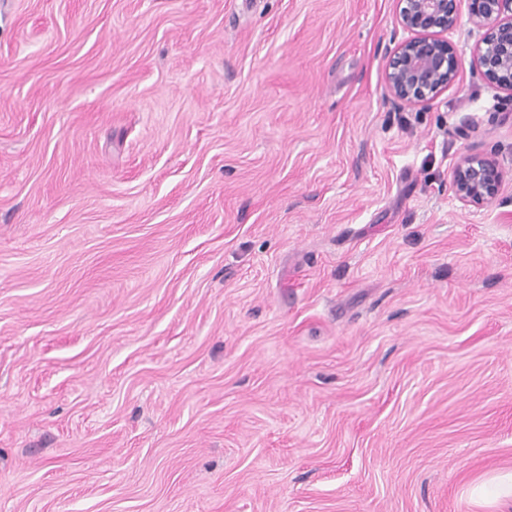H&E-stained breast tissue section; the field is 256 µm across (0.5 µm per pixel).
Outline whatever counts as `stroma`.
Listing matches in <instances>:
<instances>
[{
	"mask_svg": "<svg viewBox=\"0 0 512 512\" xmlns=\"http://www.w3.org/2000/svg\"><path fill=\"white\" fill-rule=\"evenodd\" d=\"M395 0H0V512H512V93L402 108ZM503 171L454 193L459 157ZM451 177L457 197L479 205L494 199L503 174L498 163L492 158L465 153L453 167Z\"/></svg>",
	"mask_w": 512,
	"mask_h": 512,
	"instance_id": "1",
	"label": "stroma"
}]
</instances>
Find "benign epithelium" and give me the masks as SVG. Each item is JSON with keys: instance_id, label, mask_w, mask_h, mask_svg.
Returning a JSON list of instances; mask_svg holds the SVG:
<instances>
[{"instance_id": "7a95c632", "label": "benign epithelium", "mask_w": 512, "mask_h": 512, "mask_svg": "<svg viewBox=\"0 0 512 512\" xmlns=\"http://www.w3.org/2000/svg\"><path fill=\"white\" fill-rule=\"evenodd\" d=\"M398 22L415 37L389 54L385 81L396 105L426 103L458 78L460 59L448 41L461 0H396ZM471 23L483 30L474 66L483 77L512 91V0H468ZM452 187L465 202L484 204L497 194L503 174L490 157L465 153L452 173Z\"/></svg>"}]
</instances>
